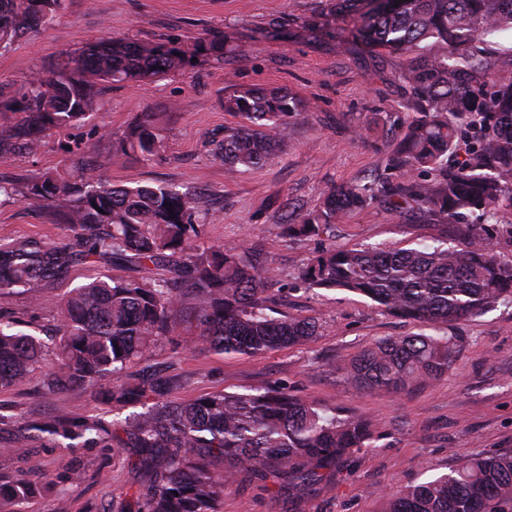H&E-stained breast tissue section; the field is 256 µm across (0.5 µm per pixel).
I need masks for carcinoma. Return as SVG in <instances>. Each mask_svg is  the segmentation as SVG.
Masks as SVG:
<instances>
[{
  "label": "carcinoma",
  "mask_w": 512,
  "mask_h": 512,
  "mask_svg": "<svg viewBox=\"0 0 512 512\" xmlns=\"http://www.w3.org/2000/svg\"><path fill=\"white\" fill-rule=\"evenodd\" d=\"M61 0H0V45L50 21ZM326 16L356 20L353 42L370 54L406 57L402 83L410 90L408 121L389 166L399 181L374 188L331 187L321 205L285 220L290 239L320 236L377 197L399 212L414 203L438 224L486 210L490 220L512 217V76L494 75L474 50L482 34L512 29V0H329ZM184 57L160 42L101 39L58 63L48 79H28L21 118L0 130V154L35 155L49 131L64 132L99 106V84H144L180 69ZM224 111L246 124L224 130L214 155L227 170L259 167L275 158L276 130L309 111L293 93L234 87ZM163 148L158 114L147 113L118 140V150L150 159ZM423 172L429 179H419ZM26 196L69 202L61 219L67 242L37 240L0 248V299L68 277L92 260L107 268L156 272L129 281L92 277L64 298L52 330L53 347L0 322V390L25 380L53 357L46 386L53 392L91 389L110 405L153 404L120 421L60 414L22 421L12 448L24 451L37 434L67 448L79 444L139 449V467L158 481L126 505V512H219L231 475L210 468L222 458L290 489L320 486L328 471L342 472L349 456L371 447L372 423L328 414L278 386L215 392L190 403L172 398L174 382L152 367L122 376L172 333L185 306L195 311V343L224 354H260L302 345L316 334L313 317L267 313L269 268L242 259L243 245L200 249V219L210 213L197 193L172 186H110L89 168L65 163L26 187ZM461 246L442 240L410 247L325 248L302 269L310 288L339 289L431 333L384 339L340 365L357 390L398 391L448 373L459 349L448 327L512 299V258L500 256L481 224L462 229ZM112 375L106 391L98 382ZM31 481L0 483V499L28 503ZM386 512H512V450L459 458L451 472L408 486Z\"/></svg>",
  "instance_id": "1"
}]
</instances>
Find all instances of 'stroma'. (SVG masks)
I'll list each match as a JSON object with an SVG mask.
<instances>
[{
    "instance_id": "stroma-1",
    "label": "stroma",
    "mask_w": 512,
    "mask_h": 512,
    "mask_svg": "<svg viewBox=\"0 0 512 512\" xmlns=\"http://www.w3.org/2000/svg\"><path fill=\"white\" fill-rule=\"evenodd\" d=\"M326 10L327 0H62L53 23L0 48V85L12 100L30 76L49 73L63 55L104 38L163 42L185 58L180 70L146 85L104 84L103 108L88 113L68 137L46 133L37 154L0 155V181L16 188L12 198L0 197V244L66 241V226L55 221L64 202L46 204L24 196L23 188L63 163L88 164L113 185L164 183L204 195L211 213L200 248L243 241L244 260L260 257L271 271L274 313L318 321L316 336L304 345L241 355L189 351L184 320L144 360L128 365L127 374L151 365L176 380L174 396L181 401L276 385L374 423L371 446L331 478V491H280L241 473L225 489L220 512H382L391 494L449 473L461 456L512 449V301L449 328L459 356L447 375L427 385L358 392L337 370L339 360L379 340L426 327L359 295L306 287L300 272L312 254L417 240L444 239L453 246L461 238L456 225L432 223L415 211L400 214L381 200L312 240L283 236L281 214L316 209L332 185L388 176L392 143L407 113L408 94L398 78L405 57L362 52L341 34L350 24L346 18L328 22L329 34L309 33L308 25L325 20ZM217 32L224 35V57L197 53L198 42ZM240 44L246 57L232 53ZM235 86L286 88L311 109L279 127L271 163L230 172L213 148L225 130L243 122L224 110V97ZM147 112L161 115L164 150L145 161L117 152V140ZM357 126L358 136L352 133ZM106 274L132 276L125 269L79 265L66 280L17 289L0 301V317L39 333L59 317L70 289ZM46 379L42 368L0 390V480L38 483L26 512H123L149 482L135 467L133 449L67 448L44 436L24 454L9 450L21 419L66 414L109 421L127 414L102 405L88 390L49 391Z\"/></svg>"
}]
</instances>
